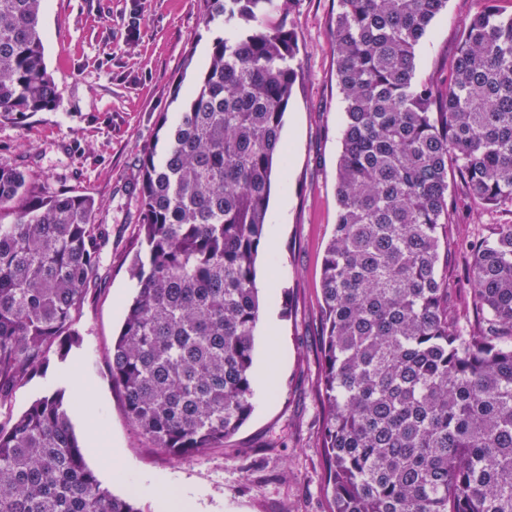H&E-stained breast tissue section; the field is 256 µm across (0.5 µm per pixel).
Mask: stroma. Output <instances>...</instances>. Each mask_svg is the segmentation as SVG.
I'll use <instances>...</instances> for the list:
<instances>
[{"mask_svg":"<svg viewBox=\"0 0 512 512\" xmlns=\"http://www.w3.org/2000/svg\"><path fill=\"white\" fill-rule=\"evenodd\" d=\"M480 7V0H448L416 48L418 79L447 80L459 29ZM338 10V0H294L288 19L300 75L281 130L287 159L277 165L268 204L266 237L274 245L261 247L256 278L254 365L268 397L223 446L178 460L129 422L112 382V345L134 295L140 159L163 144L160 117L179 111L224 20L205 21L200 0H47L40 17L60 97L23 123L0 120V165L25 170L49 189L93 197L106 243L77 324L81 344L16 386L0 415H20L65 389L88 466L113 494L141 487V512H165L175 497L188 512H330L320 446V285L338 211L345 110L332 33ZM449 220L448 313L468 329L477 314L466 293L465 239L512 224V203L478 209L459 186Z\"/></svg>","mask_w":512,"mask_h":512,"instance_id":"stroma-1","label":"stroma"}]
</instances>
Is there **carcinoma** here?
Wrapping results in <instances>:
<instances>
[{"label": "carcinoma", "mask_w": 512, "mask_h": 512, "mask_svg": "<svg viewBox=\"0 0 512 512\" xmlns=\"http://www.w3.org/2000/svg\"><path fill=\"white\" fill-rule=\"evenodd\" d=\"M202 2L228 29L164 152L142 157L136 293L112 346L129 420L174 459L224 444L253 411L255 264L299 77L292 0ZM481 2L434 83L415 50L447 0H339L346 107L320 302L332 512H512V224L466 243L477 328L448 320L441 262L449 174L478 207L512 202V16ZM44 6L0 0V119L56 104ZM259 12L278 24L248 25ZM96 211L0 166V405L80 341ZM0 512L140 510L87 466L56 390L0 422Z\"/></svg>", "instance_id": "carcinoma-1"}]
</instances>
